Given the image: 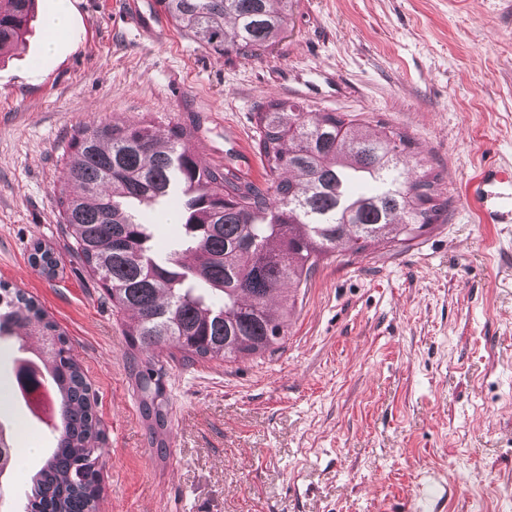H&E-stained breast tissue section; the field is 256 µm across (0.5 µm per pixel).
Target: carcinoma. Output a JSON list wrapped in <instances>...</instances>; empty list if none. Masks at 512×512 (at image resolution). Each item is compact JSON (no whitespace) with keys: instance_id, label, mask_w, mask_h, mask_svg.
Here are the masks:
<instances>
[{"instance_id":"1","label":"carcinoma","mask_w":512,"mask_h":512,"mask_svg":"<svg viewBox=\"0 0 512 512\" xmlns=\"http://www.w3.org/2000/svg\"><path fill=\"white\" fill-rule=\"evenodd\" d=\"M292 0H156L179 29L215 49L254 53L288 24ZM35 0H0V51L34 18ZM256 147L269 185L228 167L200 164L193 133L176 124L161 142L145 123L81 127L69 143L57 206L79 258L117 312L135 313L125 336L131 379L160 456L169 404L160 353L185 365L274 350L285 336L300 286L321 261L375 245L394 248L438 223L448 201L439 175L407 166L410 136L382 125L364 130L346 115L308 112L270 99L255 113ZM179 192L186 248L153 257L150 226L137 208ZM40 273L57 274L51 248L36 243ZM282 303H269L274 295ZM42 324L44 378L58 405L55 446L32 476L24 512H96L104 431L79 361L39 303L0 282V338ZM147 353L144 360L138 354ZM0 426V472L18 462Z\"/></svg>"}]
</instances>
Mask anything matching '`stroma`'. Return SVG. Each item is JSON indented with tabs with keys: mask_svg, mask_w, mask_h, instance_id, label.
<instances>
[{
	"mask_svg": "<svg viewBox=\"0 0 512 512\" xmlns=\"http://www.w3.org/2000/svg\"><path fill=\"white\" fill-rule=\"evenodd\" d=\"M37 0L0 56V280L64 332L105 432L97 512H512V224L485 223L468 186L512 161V0H293L258 57L140 28L127 0ZM287 98L405 131L408 164L438 173L448 209L422 237L321 263L295 289L279 348L165 365L168 448L158 458L124 331L77 258L56 196L73 131L194 128L208 165L257 183L254 115ZM140 208L165 260L181 226ZM51 247L56 278L30 261ZM41 339L0 340V425L21 450L13 503L52 446L17 390Z\"/></svg>",
	"mask_w": 512,
	"mask_h": 512,
	"instance_id": "1",
	"label": "stroma"
}]
</instances>
